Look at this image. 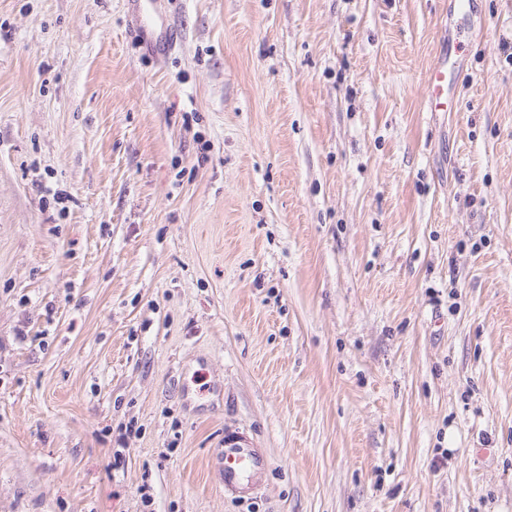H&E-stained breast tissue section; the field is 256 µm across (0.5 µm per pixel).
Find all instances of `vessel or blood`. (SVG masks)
Returning a JSON list of instances; mask_svg holds the SVG:
<instances>
[{"label": "vessel or blood", "mask_w": 512, "mask_h": 512, "mask_svg": "<svg viewBox=\"0 0 512 512\" xmlns=\"http://www.w3.org/2000/svg\"><path fill=\"white\" fill-rule=\"evenodd\" d=\"M456 67V61L446 55L431 68L427 89L429 111L450 110L448 81ZM220 467L225 495L244 499L257 494L269 462L262 449L242 437L228 434L220 450Z\"/></svg>", "instance_id": "obj_1"}]
</instances>
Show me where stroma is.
I'll return each instance as SVG.
<instances>
[{"instance_id": "stroma-1", "label": "stroma", "mask_w": 512, "mask_h": 512, "mask_svg": "<svg viewBox=\"0 0 512 512\" xmlns=\"http://www.w3.org/2000/svg\"><path fill=\"white\" fill-rule=\"evenodd\" d=\"M162 4L0 0V512H512V0ZM458 66L456 61L445 55L430 69L427 89L428 111L448 112L451 109L452 104L448 99V81ZM219 452L224 495L244 499L257 494L269 468L262 449L255 448L242 437L226 434L224 448H220Z\"/></svg>"}]
</instances>
